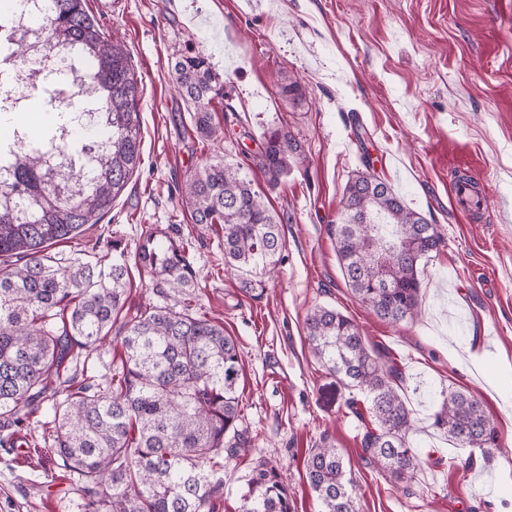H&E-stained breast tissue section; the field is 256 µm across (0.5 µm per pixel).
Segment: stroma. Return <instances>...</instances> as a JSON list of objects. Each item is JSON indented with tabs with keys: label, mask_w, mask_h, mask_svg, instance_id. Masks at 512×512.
<instances>
[{
	"label": "stroma",
	"mask_w": 512,
	"mask_h": 512,
	"mask_svg": "<svg viewBox=\"0 0 512 512\" xmlns=\"http://www.w3.org/2000/svg\"><path fill=\"white\" fill-rule=\"evenodd\" d=\"M106 36H120L138 78L141 162L112 210L55 245L106 253L112 237L135 250L150 225L191 238L193 303L223 323L242 356L238 393L252 446L234 457L215 512H240L259 461L288 479L296 512H319L303 459L329 434L360 487L359 512H512V0H89ZM205 54L224 85L210 109L215 137L200 138L172 65ZM295 81L298 97L282 95ZM285 129L305 160L269 194L285 241L279 278L263 299L245 297L224 267L219 226L192 223L182 182L206 162L242 163L264 134ZM387 182L444 238L421 280L422 314L396 324L346 286L330 226L347 183L363 171ZM468 173L488 197L469 221L449 189ZM318 306L356 322L404 378L421 467L399 483L364 458L373 420L365 395L312 356L304 324ZM479 362H472V355ZM116 342L80 352L76 382L109 376ZM477 396L497 430L498 454L466 468L468 450L436 429L439 392ZM45 410L25 415L14 447L0 446V512H85L75 477L54 453Z\"/></svg>",
	"instance_id": "35a3bbf8"
}]
</instances>
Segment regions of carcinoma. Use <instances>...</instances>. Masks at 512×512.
<instances>
[{
	"label": "carcinoma",
	"instance_id": "obj_1",
	"mask_svg": "<svg viewBox=\"0 0 512 512\" xmlns=\"http://www.w3.org/2000/svg\"><path fill=\"white\" fill-rule=\"evenodd\" d=\"M41 14L27 30L43 57H26L15 42L8 0H0V41L21 65L43 77L21 105L0 104V126L13 128L11 151L0 167V428L20 423L46 403L53 411L54 452L78 476L86 512H214L221 500L224 463L251 445L241 428L242 357L224 325L208 319L186 297L198 286L192 241L171 232L146 233L129 253L112 238L107 255L55 256L50 247L111 211L141 159L138 81L119 39H105L87 0H39ZM85 68L98 90L95 102L70 95L71 111L53 104L65 94L67 73ZM174 78L193 105L196 133L215 134L210 104L223 90L201 52L175 60ZM43 112L50 121L31 134L13 118ZM101 140L105 149L87 172L84 191L70 189L72 164ZM290 133L266 134L255 159L274 190L301 160ZM361 172L345 187L336 255L346 284L375 316L398 323L418 314L420 274L443 242L437 227L407 207L390 186L369 190ZM184 210L194 224L224 230V267L240 272L252 299L267 292L284 261L277 213L240 163L208 162L184 181ZM149 273L159 302L122 314L131 267ZM310 352L327 371L365 394L375 427L361 438L363 454L397 482L413 479L420 461L407 446L413 419L399 370L371 346L358 324L319 306L305 322ZM114 336L121 364L103 382L58 384L74 349L101 351ZM433 424L459 448L497 451L496 430L481 402L460 389L441 391ZM306 481L320 512H357L356 484L342 455L324 435L304 459ZM242 512H295L288 484L270 462L247 480Z\"/></svg>",
	"mask_w": 512,
	"mask_h": 512
}]
</instances>
